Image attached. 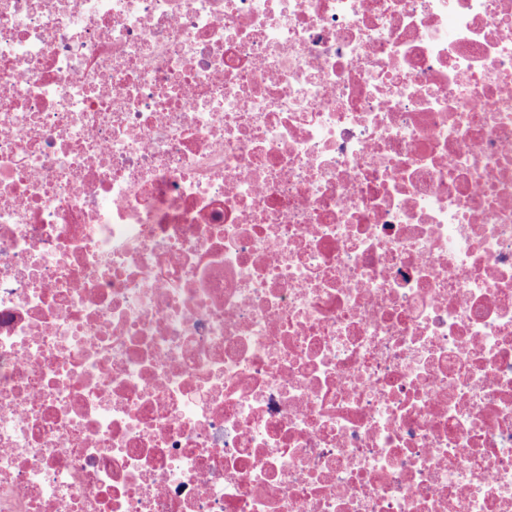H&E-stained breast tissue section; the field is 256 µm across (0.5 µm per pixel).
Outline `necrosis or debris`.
I'll return each instance as SVG.
<instances>
[{"instance_id": "necrosis-or-debris-1", "label": "necrosis or debris", "mask_w": 512, "mask_h": 512, "mask_svg": "<svg viewBox=\"0 0 512 512\" xmlns=\"http://www.w3.org/2000/svg\"><path fill=\"white\" fill-rule=\"evenodd\" d=\"M0 512H512V0H0Z\"/></svg>"}]
</instances>
